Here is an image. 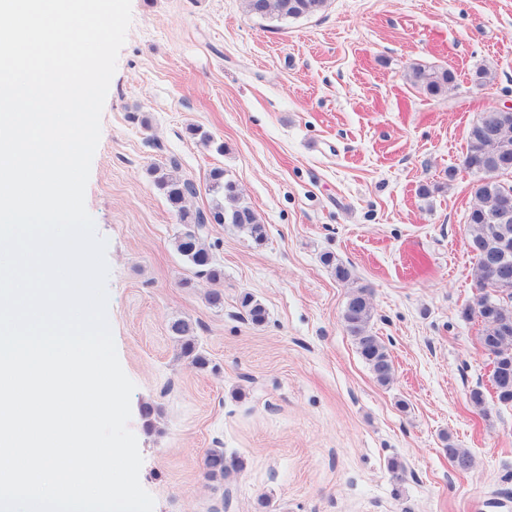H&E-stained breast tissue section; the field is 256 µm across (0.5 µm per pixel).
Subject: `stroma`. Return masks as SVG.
Wrapping results in <instances>:
<instances>
[{"label": "stroma", "mask_w": 512, "mask_h": 512, "mask_svg": "<svg viewBox=\"0 0 512 512\" xmlns=\"http://www.w3.org/2000/svg\"><path fill=\"white\" fill-rule=\"evenodd\" d=\"M131 5L86 207L108 242V320L154 512H512V405L491 398L478 325L459 316L476 284L460 166L479 113L512 105V0H327L285 22L243 0ZM416 65L452 70L447 96L413 87ZM154 166L196 184L190 211L215 203L220 169L257 213L260 242L208 225L219 283L177 251L185 226ZM359 286L394 363L385 385L343 327ZM179 320L206 368L180 357ZM451 443L473 455L468 472ZM212 448L242 470L209 479Z\"/></svg>", "instance_id": "obj_1"}]
</instances>
